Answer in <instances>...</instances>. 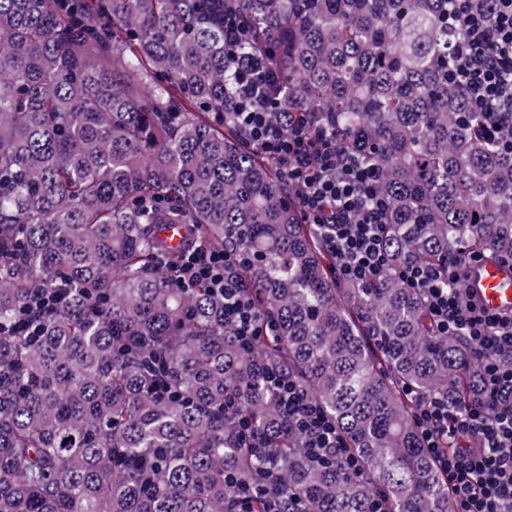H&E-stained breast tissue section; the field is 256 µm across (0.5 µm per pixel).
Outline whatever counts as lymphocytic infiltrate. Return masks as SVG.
I'll use <instances>...</instances> for the list:
<instances>
[{"label": "lymphocytic infiltrate", "instance_id": "1", "mask_svg": "<svg viewBox=\"0 0 512 512\" xmlns=\"http://www.w3.org/2000/svg\"><path fill=\"white\" fill-rule=\"evenodd\" d=\"M448 23L462 31L455 42L453 83L484 114L492 136L512 129V0H449ZM254 29L236 6L224 0V52L235 74L232 117L248 141L275 159L289 189L298 198L306 223L325 230V246L337 274L361 286L376 284L390 265L384 248L387 202L376 191V173L357 152L341 149L334 128L311 112H281L279 83L266 53L249 51ZM464 263L439 269L412 265L401 274L421 289L428 313L445 336H466L481 353L483 397L454 408L446 397L421 404L416 425L448 482L455 512H512V316L491 313L462 300L446 281L463 280ZM168 276L179 286L207 284L224 300L225 316L239 341L257 339L262 328L244 288L236 255L201 245L188 250ZM66 285L34 289L15 323L18 332L36 335L42 319L66 296ZM280 401L305 434L312 457L329 453L346 458L354 475L362 468L318 404L289 377H275ZM235 512H280L269 479L235 486Z\"/></svg>", "mask_w": 512, "mask_h": 512}]
</instances>
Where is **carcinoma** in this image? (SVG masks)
<instances>
[{"instance_id":"carcinoma-1","label":"carcinoma","mask_w":512,"mask_h":512,"mask_svg":"<svg viewBox=\"0 0 512 512\" xmlns=\"http://www.w3.org/2000/svg\"><path fill=\"white\" fill-rule=\"evenodd\" d=\"M283 101L378 171L391 268L345 283L232 111L224 0H0V512H231L276 469L283 512H454L418 401L481 387L400 269L512 257V148L452 83L448 0H237ZM161 224L245 259L252 347ZM68 286L35 336L33 288ZM308 390L365 470L312 462L269 373ZM265 444L253 455L239 422Z\"/></svg>"}]
</instances>
